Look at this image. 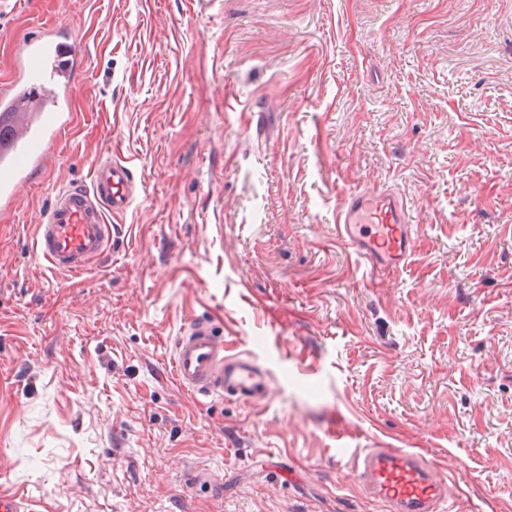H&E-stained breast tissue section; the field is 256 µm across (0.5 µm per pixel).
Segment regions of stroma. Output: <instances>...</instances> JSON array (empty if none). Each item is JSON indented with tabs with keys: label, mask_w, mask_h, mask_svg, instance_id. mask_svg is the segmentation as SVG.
Returning <instances> with one entry per match:
<instances>
[{
	"label": "stroma",
	"mask_w": 512,
	"mask_h": 512,
	"mask_svg": "<svg viewBox=\"0 0 512 512\" xmlns=\"http://www.w3.org/2000/svg\"><path fill=\"white\" fill-rule=\"evenodd\" d=\"M87 47L77 127L0 209V495L36 512H387L352 451L418 452L449 512H512V0H22L0 85L44 31ZM108 156L127 239L53 272L34 226ZM415 239L373 274L346 193ZM206 321L261 403L172 376ZM354 224H370V231L356 234ZM336 234L355 249L372 272L404 268L414 248L404 204L387 189L346 194L336 213Z\"/></svg>",
	"instance_id": "obj_1"
}]
</instances>
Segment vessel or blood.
Listing matches in <instances>:
<instances>
[{"label":"vessel or blood","instance_id":"obj_1","mask_svg":"<svg viewBox=\"0 0 512 512\" xmlns=\"http://www.w3.org/2000/svg\"><path fill=\"white\" fill-rule=\"evenodd\" d=\"M83 60L79 41L46 34L25 44L14 77L0 87V122L8 129L0 143L1 206L14 205L32 176L49 166L54 147L70 137ZM135 174L130 160H100L89 184L59 189L35 226V257L70 275L99 262L124 233L115 219L136 198ZM336 234L375 271L404 268L414 248L404 204L387 189L346 194L336 213ZM172 374L181 388L203 396L254 402L270 395L267 372L247 354L226 353L223 339L206 322L178 338ZM353 477L388 512H447L454 490L446 472L401 448L359 451Z\"/></svg>","mask_w":512,"mask_h":512}]
</instances>
